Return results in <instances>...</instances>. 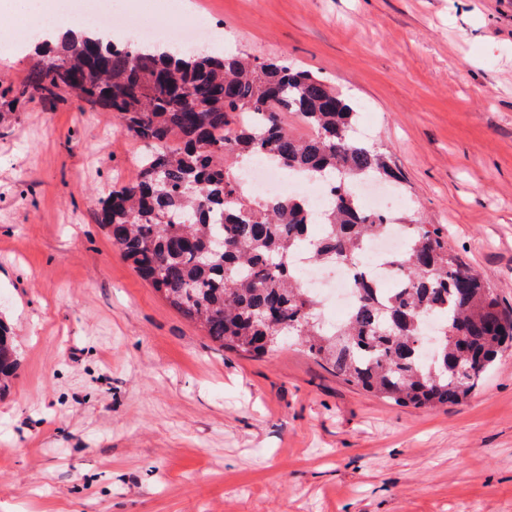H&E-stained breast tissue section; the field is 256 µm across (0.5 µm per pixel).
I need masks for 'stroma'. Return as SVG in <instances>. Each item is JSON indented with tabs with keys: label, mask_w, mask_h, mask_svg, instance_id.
I'll return each instance as SVG.
<instances>
[{
	"label": "stroma",
	"mask_w": 512,
	"mask_h": 512,
	"mask_svg": "<svg viewBox=\"0 0 512 512\" xmlns=\"http://www.w3.org/2000/svg\"><path fill=\"white\" fill-rule=\"evenodd\" d=\"M212 48L285 58L356 107L512 311V0H176ZM139 145L65 102L0 116V512H512V348L464 403L389 404L283 343L221 350L95 218ZM19 366L18 352L10 327L0 320V390Z\"/></svg>",
	"instance_id": "35a3bbf8"
}]
</instances>
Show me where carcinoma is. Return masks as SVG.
Returning a JSON list of instances; mask_svg holds the SVG:
<instances>
[{
	"label": "carcinoma",
	"instance_id": "obj_1",
	"mask_svg": "<svg viewBox=\"0 0 512 512\" xmlns=\"http://www.w3.org/2000/svg\"><path fill=\"white\" fill-rule=\"evenodd\" d=\"M67 100L115 114L140 143L135 176L98 199L97 223L219 348L262 357L293 338L347 383L396 405L435 409L468 399L512 344V315L429 224L407 225L404 248L390 257L397 288L381 299L359 272L351 314L331 331L318 327L319 302L296 284L295 251L308 244L315 262L358 266L365 242L391 218L364 214L353 186L400 182L384 151L351 135L354 107L322 77L286 59L176 54L87 28L44 38L23 81L0 91L9 108ZM284 113L308 134L289 132ZM258 157L329 180L330 203L317 213L302 196L242 194L237 168ZM312 224L326 227L313 244ZM424 317L440 326L435 361L420 356ZM18 366L0 320V384Z\"/></svg>",
	"mask_w": 512,
	"mask_h": 512
}]
</instances>
